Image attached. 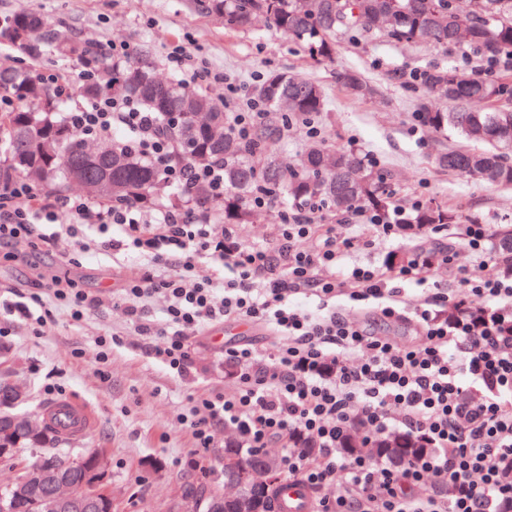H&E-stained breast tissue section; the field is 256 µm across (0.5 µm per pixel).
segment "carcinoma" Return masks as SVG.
Listing matches in <instances>:
<instances>
[{
    "mask_svg": "<svg viewBox=\"0 0 512 512\" xmlns=\"http://www.w3.org/2000/svg\"><path fill=\"white\" fill-rule=\"evenodd\" d=\"M211 16L232 30H248L265 18L273 28L304 47L318 61L333 59L337 38L376 28L392 42H430L451 45L465 40L484 58L512 54V0H468L469 11L461 13L457 0H200ZM22 31L19 42L0 39L9 48L29 58L53 56L97 70L98 82L80 86V96L93 100L110 94L130 97L155 114L172 144L169 162L186 165L198 160L224 159V223L248 224L253 199L269 194L274 203L313 199L325 208L328 219L361 208L382 217L399 210L386 186V175L358 153L335 150L321 141L308 145L301 165H283L272 147L281 137L288 117H309L325 109L321 88L286 73H271L254 85L251 94L272 108L266 120L245 139L227 128L224 104L202 93H190L181 82L155 83L157 61L140 52L123 62H114L101 48L77 34L49 24L33 13H16L0 20V30ZM345 90L358 99H371L376 89L357 71L339 74ZM430 98L454 104L453 109L434 108L425 102L419 119L436 132H450L473 143V149H457L441 155L440 167L474 177L484 183L512 186V83L490 78L479 71L434 69L420 75ZM14 99L8 112L0 113V187L15 180L36 183L39 189L61 196L78 172L93 182L112 176V193L105 200L114 204L151 207L181 206L183 199L207 210L211 189L195 183L187 189L169 185L157 166L138 156L118 138L90 156L77 134L68 128L54 95L36 75L0 70V95ZM452 216L438 205L425 203L403 214L402 228L417 234L433 224H449ZM497 250L512 252V228L494 230ZM51 445L21 443L35 456L22 476L39 485V460L54 459L81 491L84 469L81 460L97 454L86 448L72 454ZM426 445L405 433L393 432L371 441L352 431L341 446L347 455L361 453L376 462L404 466L425 453ZM224 455L234 459V468L224 470V482H234V471L263 467L267 454L248 452L233 439L224 441ZM183 495L204 504L205 491L186 481ZM0 512H48L43 505L0 486Z\"/></svg>",
    "mask_w": 512,
    "mask_h": 512,
    "instance_id": "carcinoma-1",
    "label": "carcinoma"
}]
</instances>
